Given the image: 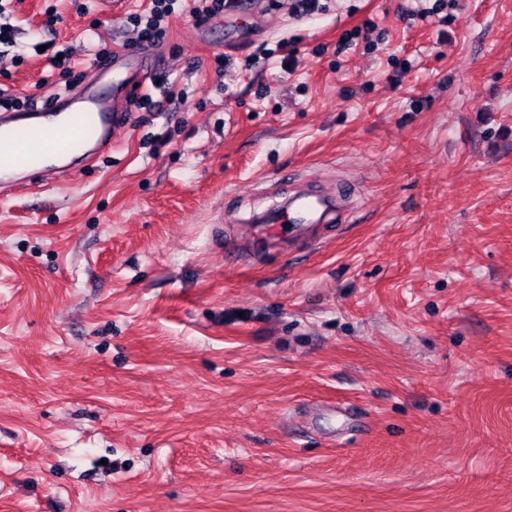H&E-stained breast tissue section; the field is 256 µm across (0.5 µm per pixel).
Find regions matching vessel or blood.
<instances>
[{"label": "vessel or blood", "mask_w": 512, "mask_h": 512, "mask_svg": "<svg viewBox=\"0 0 512 512\" xmlns=\"http://www.w3.org/2000/svg\"><path fill=\"white\" fill-rule=\"evenodd\" d=\"M112 88L100 81L76 88L37 107L34 116L0 118V183L20 188L45 173L49 155L81 154L92 159L112 149L122 126L127 94L145 87L152 70L148 58L116 50L112 55ZM345 211L344 197L311 187L284 194L274 207L250 213L246 239L250 252L291 243L318 246Z\"/></svg>", "instance_id": "obj_1"}]
</instances>
